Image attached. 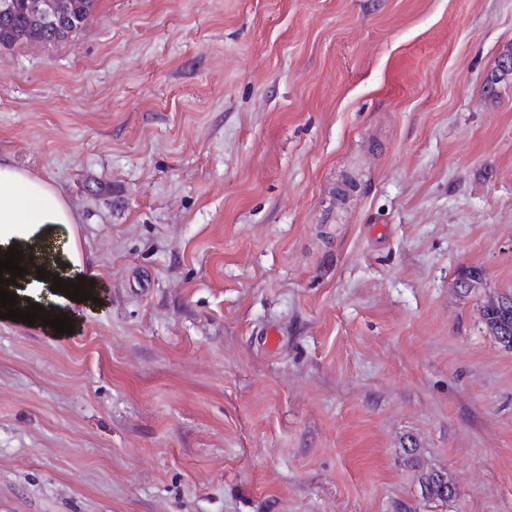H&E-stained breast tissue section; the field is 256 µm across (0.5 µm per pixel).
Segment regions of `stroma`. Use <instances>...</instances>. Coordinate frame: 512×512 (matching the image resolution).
Wrapping results in <instances>:
<instances>
[{"label":"stroma","instance_id":"stroma-1","mask_svg":"<svg viewBox=\"0 0 512 512\" xmlns=\"http://www.w3.org/2000/svg\"><path fill=\"white\" fill-rule=\"evenodd\" d=\"M509 43L512 0H99L0 49V157L105 283L0 321V512H512ZM484 274L480 268L470 267L458 274L453 282V289L459 297L466 298L476 288H481ZM512 293H501L490 296L482 302L478 313L489 336L504 350L512 351V304L504 300ZM417 483L423 500L446 504L455 495V485L448 473L417 465Z\"/></svg>","mask_w":512,"mask_h":512}]
</instances>
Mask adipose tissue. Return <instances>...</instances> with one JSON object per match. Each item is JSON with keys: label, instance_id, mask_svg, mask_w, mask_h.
<instances>
[{"label": "adipose tissue", "instance_id": "obj_1", "mask_svg": "<svg viewBox=\"0 0 512 512\" xmlns=\"http://www.w3.org/2000/svg\"><path fill=\"white\" fill-rule=\"evenodd\" d=\"M76 224L71 206L51 183L0 158V252L12 247L30 260L29 273L12 278L9 286L21 304L36 303L71 318L79 308L93 307L102 280L82 250ZM40 267L46 268V279H38ZM55 274L65 281L79 276L91 281V299L80 304L53 291Z\"/></svg>", "mask_w": 512, "mask_h": 512}]
</instances>
